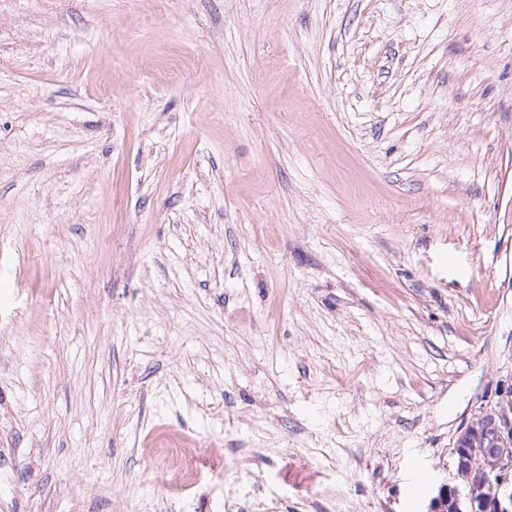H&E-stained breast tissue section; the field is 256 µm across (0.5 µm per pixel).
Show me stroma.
<instances>
[{"label": "stroma", "mask_w": 512, "mask_h": 512, "mask_svg": "<svg viewBox=\"0 0 512 512\" xmlns=\"http://www.w3.org/2000/svg\"><path fill=\"white\" fill-rule=\"evenodd\" d=\"M511 378L512 0H0V512H424ZM206 452L187 451L179 445H173L169 448V461L176 471H197L204 468L207 461Z\"/></svg>", "instance_id": "stroma-1"}]
</instances>
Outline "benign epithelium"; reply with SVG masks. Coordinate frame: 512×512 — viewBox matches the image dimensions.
Listing matches in <instances>:
<instances>
[{
    "label": "benign epithelium",
    "instance_id": "7a95c632",
    "mask_svg": "<svg viewBox=\"0 0 512 512\" xmlns=\"http://www.w3.org/2000/svg\"><path fill=\"white\" fill-rule=\"evenodd\" d=\"M497 407L491 409L485 404L479 407L474 418L487 421L494 428L495 439L492 444L497 445L512 438V381L502 382L496 393ZM453 495L458 510L474 508L484 510L492 506L495 512H512V455L497 457L489 482L483 487V496L477 492L458 485H451L445 481L439 486V495L431 498L426 512H440V503L446 495Z\"/></svg>",
    "mask_w": 512,
    "mask_h": 512
}]
</instances>
